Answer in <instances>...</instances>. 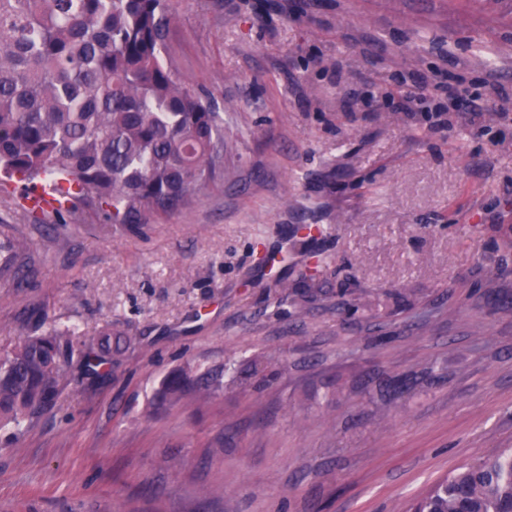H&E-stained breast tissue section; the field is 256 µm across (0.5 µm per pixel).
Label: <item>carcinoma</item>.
Listing matches in <instances>:
<instances>
[{
	"label": "carcinoma",
	"mask_w": 512,
	"mask_h": 512,
	"mask_svg": "<svg viewBox=\"0 0 512 512\" xmlns=\"http://www.w3.org/2000/svg\"><path fill=\"white\" fill-rule=\"evenodd\" d=\"M171 0H0V176L21 196L63 183L65 211L91 205L131 224L188 206L224 175V118L164 64ZM0 232V275L19 246ZM307 301L318 279L281 281ZM123 336L77 328L0 351V422L20 425L57 394L64 367L113 364ZM409 512H512V448L436 482Z\"/></svg>",
	"instance_id": "obj_1"
}]
</instances>
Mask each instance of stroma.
<instances>
[{"label":"stroma","instance_id":"1","mask_svg":"<svg viewBox=\"0 0 512 512\" xmlns=\"http://www.w3.org/2000/svg\"><path fill=\"white\" fill-rule=\"evenodd\" d=\"M173 7L163 60L224 118L223 181L134 224L0 183L22 246L0 349L125 338L111 374L68 367L0 427V512H407L512 448V0ZM317 263L325 299L281 294ZM272 354L275 383L246 379ZM176 370L224 389L158 404Z\"/></svg>","mask_w":512,"mask_h":512}]
</instances>
